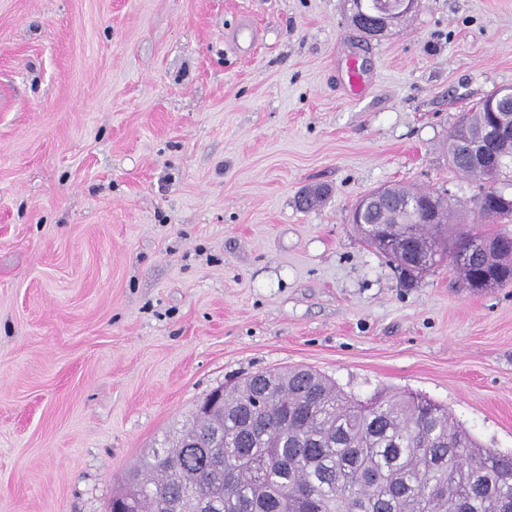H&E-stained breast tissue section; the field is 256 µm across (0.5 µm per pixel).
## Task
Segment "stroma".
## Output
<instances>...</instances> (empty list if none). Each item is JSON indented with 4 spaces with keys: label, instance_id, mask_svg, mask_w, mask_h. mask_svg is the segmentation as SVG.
I'll return each mask as SVG.
<instances>
[{
    "label": "stroma",
    "instance_id": "obj_1",
    "mask_svg": "<svg viewBox=\"0 0 512 512\" xmlns=\"http://www.w3.org/2000/svg\"><path fill=\"white\" fill-rule=\"evenodd\" d=\"M349 14L0 0V512H109L206 394L294 366L424 396L512 452V285L448 263L403 283L349 221L403 183L456 200V230L512 234L476 225L448 161L512 85V0H422L375 39Z\"/></svg>",
    "mask_w": 512,
    "mask_h": 512
}]
</instances>
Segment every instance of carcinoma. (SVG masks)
Wrapping results in <instances>:
<instances>
[{
	"label": "carcinoma",
	"mask_w": 512,
	"mask_h": 512,
	"mask_svg": "<svg viewBox=\"0 0 512 512\" xmlns=\"http://www.w3.org/2000/svg\"><path fill=\"white\" fill-rule=\"evenodd\" d=\"M493 91L448 134L453 167L485 184L473 199L484 221L512 217V199L493 191L487 126L512 128V101ZM329 195L325 186L304 192L305 209ZM423 200L438 224L419 225L427 251L442 254L458 240L448 235L452 209L425 191L382 189L374 212L357 225L413 220L401 208ZM490 257L462 269L468 284L485 274L512 284V238ZM167 512H512V454L483 448L448 409L419 395L380 392L367 401L344 393L321 373L294 367L257 373L224 388V410L194 416L165 438L130 472L124 512H153L158 496Z\"/></svg>",
	"instance_id": "carcinoma-1"
}]
</instances>
